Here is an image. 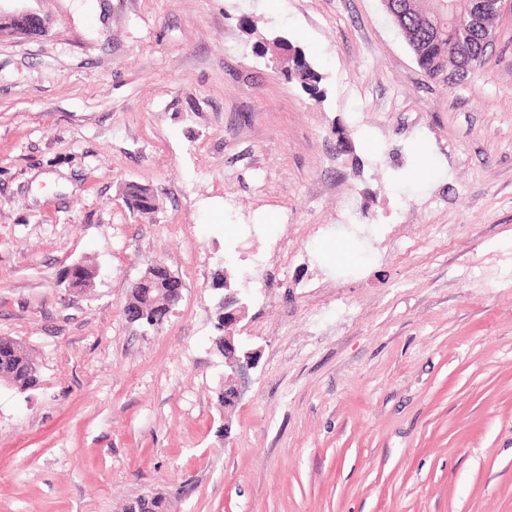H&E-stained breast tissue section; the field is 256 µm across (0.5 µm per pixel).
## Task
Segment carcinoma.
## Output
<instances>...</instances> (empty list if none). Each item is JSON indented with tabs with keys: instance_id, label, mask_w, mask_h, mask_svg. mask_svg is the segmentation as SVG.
Masks as SVG:
<instances>
[{
	"instance_id": "carcinoma-1",
	"label": "carcinoma",
	"mask_w": 512,
	"mask_h": 512,
	"mask_svg": "<svg viewBox=\"0 0 512 512\" xmlns=\"http://www.w3.org/2000/svg\"><path fill=\"white\" fill-rule=\"evenodd\" d=\"M383 5L430 79L449 85L477 74L484 64L490 47L487 34L495 29L496 16L490 12L476 13L472 0H467L463 6L453 0L449 8L442 0H383ZM272 45L289 53L291 66L288 73L298 78L303 90L316 101L324 99L321 78L302 52L282 37L272 41ZM125 194L138 212L149 214L156 210L152 205L155 195L150 188L131 183L125 187ZM95 275V268L80 264L72 275L73 288L83 291L91 287ZM168 301V294L163 293L157 301L148 303L134 290L130 291L128 299L133 305H142L149 317L157 306ZM0 380L21 393L36 389L40 383L38 364L23 345L11 338L0 339ZM131 504L135 512H168L166 499L158 495H144L132 500Z\"/></svg>"
}]
</instances>
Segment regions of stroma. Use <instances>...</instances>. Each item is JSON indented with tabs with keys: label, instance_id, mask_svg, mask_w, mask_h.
<instances>
[{
	"label": "stroma",
	"instance_id": "stroma-1",
	"mask_svg": "<svg viewBox=\"0 0 512 512\" xmlns=\"http://www.w3.org/2000/svg\"><path fill=\"white\" fill-rule=\"evenodd\" d=\"M5 7L51 29L0 37V336L41 368L0 384V512H512V13L448 87L382 0ZM156 260L182 297L148 330ZM225 279L258 359L224 407ZM274 48L284 52H290L288 56V64L292 63L288 68V73L298 78L303 90L316 101H322L325 92L320 87L321 78L307 63L305 56L299 49H295L287 39L279 37L276 40L271 39ZM293 51V53H291ZM125 194L132 206L142 214L153 213L157 207L151 202L156 199L150 188L136 183L128 184L125 187ZM131 288L142 291L145 290L148 295L153 288H165L167 293H162L154 303H147L138 291L130 289L128 302L132 305L140 304L142 306L135 307L126 304L124 307V315L128 321L131 323L138 322L144 324L142 321V307L145 310L147 319L150 321L152 314L158 310V307L155 306L166 304L159 312L158 319L155 323L147 325L149 327H155L162 324L164 320L168 318L173 307L181 298L182 281L163 261L156 260L146 267L141 276L131 284ZM169 292L175 296L176 301L173 303H168Z\"/></svg>",
	"mask_w": 512,
	"mask_h": 512
}]
</instances>
